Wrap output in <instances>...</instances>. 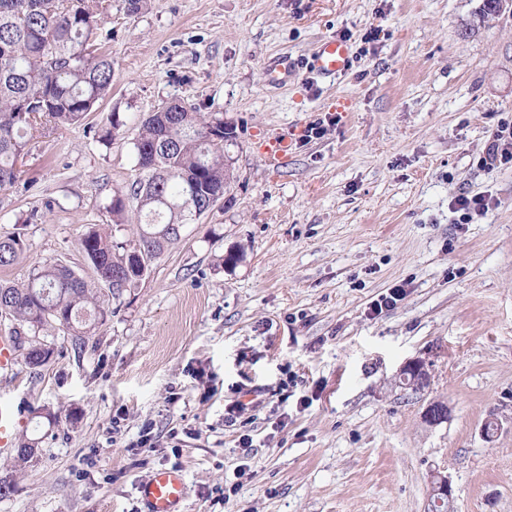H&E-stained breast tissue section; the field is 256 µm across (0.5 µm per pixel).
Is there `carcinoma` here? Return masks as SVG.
Segmentation results:
<instances>
[{
	"label": "carcinoma",
	"instance_id": "cac0c4a2",
	"mask_svg": "<svg viewBox=\"0 0 512 512\" xmlns=\"http://www.w3.org/2000/svg\"><path fill=\"white\" fill-rule=\"evenodd\" d=\"M105 0H0V187L17 181L32 131L47 122H81L112 89V61L95 53ZM143 177L130 189L137 216L132 239L92 229L79 240L97 281L112 296L135 287L180 229L224 197L233 179L224 163V120L174 100L142 121L135 142ZM24 251L20 234L0 235V267ZM0 316L25 332L18 351L34 367L55 353L47 337L64 330L82 344L107 317L96 291L72 269L33 270L21 286L0 284Z\"/></svg>",
	"mask_w": 512,
	"mask_h": 512
}]
</instances>
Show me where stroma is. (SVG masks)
Returning <instances> with one entry per match:
<instances>
[{"instance_id": "stroma-1", "label": "stroma", "mask_w": 512, "mask_h": 512, "mask_svg": "<svg viewBox=\"0 0 512 512\" xmlns=\"http://www.w3.org/2000/svg\"><path fill=\"white\" fill-rule=\"evenodd\" d=\"M481 3L148 0L131 16L109 0L111 94L34 132L0 189V233L25 244L0 283L56 263L93 280L79 239L112 223L140 176L139 126L171 100L223 118L234 180L137 287L101 290L109 314L86 345L55 336L48 364L0 386L37 442L22 471L0 455L19 487L0 512H139L138 483L170 467L183 512H428L436 472L449 512H512V163H479L512 121V14L480 20ZM331 38L353 49L348 73L269 84L279 58ZM278 132L292 146L274 168ZM463 192L500 204L462 224ZM413 359L419 392L397 377ZM434 400L450 408L437 426ZM410 375L408 387L412 390H421L428 381L429 374L426 364L421 360H414L406 363L398 372L399 378Z\"/></svg>"}]
</instances>
